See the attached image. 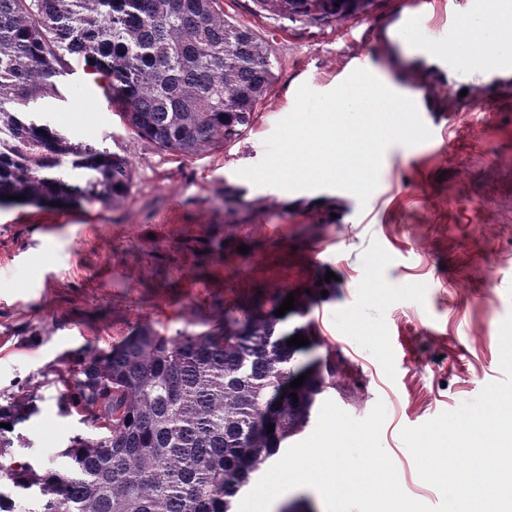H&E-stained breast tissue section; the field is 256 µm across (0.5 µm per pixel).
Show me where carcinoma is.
Wrapping results in <instances>:
<instances>
[{
	"label": "carcinoma",
	"instance_id": "obj_1",
	"mask_svg": "<svg viewBox=\"0 0 512 512\" xmlns=\"http://www.w3.org/2000/svg\"><path fill=\"white\" fill-rule=\"evenodd\" d=\"M252 3L257 14L321 27L367 16L377 0ZM62 51L84 57L138 136L185 156L240 136L275 81L267 47L221 0H0V206L20 195L36 206L116 205L129 195L126 158L37 116L57 93ZM308 289L281 317L285 292L233 298L207 331L168 336L141 325L108 350L78 354L63 412L94 433L74 435L58 469L13 460L36 396L3 397L0 512H16L19 497L39 499L38 512H232L251 475L336 386L334 366L305 374L302 357L320 344L306 316L321 289ZM297 334L308 345H287Z\"/></svg>",
	"mask_w": 512,
	"mask_h": 512
}]
</instances>
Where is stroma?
Listing matches in <instances>:
<instances>
[{"label": "stroma", "instance_id": "stroma-1", "mask_svg": "<svg viewBox=\"0 0 512 512\" xmlns=\"http://www.w3.org/2000/svg\"><path fill=\"white\" fill-rule=\"evenodd\" d=\"M227 15L266 44L275 82L235 140L186 157L137 136L64 55L45 120L77 141L125 157L128 198L118 205L0 207V394L36 388L38 412L19 426L13 453L41 468L84 432L61 410L72 353L106 349L136 326L200 332L236 295L299 289L327 273V296L307 318L324 340L316 354L341 366L326 399L357 419L383 401L381 445L404 492L429 506L401 440L502 379L499 330L512 313V76L486 68L481 92L448 82L461 58L433 75L410 69L419 45L403 32L419 16L429 36L480 23L481 0H379L369 16L290 27L222 0ZM358 56L395 85L425 89L429 140L389 147L367 203L338 189L258 187L237 171L260 162L301 85L325 93ZM247 253H239V246Z\"/></svg>", "mask_w": 512, "mask_h": 512}]
</instances>
